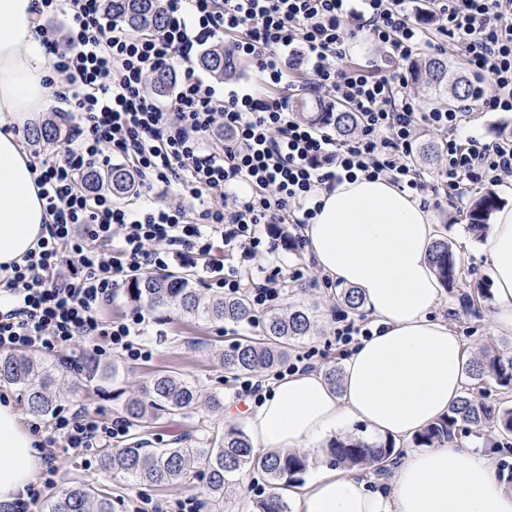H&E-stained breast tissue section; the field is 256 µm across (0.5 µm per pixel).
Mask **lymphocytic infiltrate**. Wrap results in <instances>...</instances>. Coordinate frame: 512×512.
I'll return each instance as SVG.
<instances>
[{"mask_svg": "<svg viewBox=\"0 0 512 512\" xmlns=\"http://www.w3.org/2000/svg\"><path fill=\"white\" fill-rule=\"evenodd\" d=\"M36 32L54 58L45 83L67 103L79 140L45 154L37 179L51 221L23 263L0 265V352L64 353L83 368L82 351L118 349L134 362L151 350L141 337L139 309L105 319V307L146 269L175 258H205L225 294L247 293L256 311L280 297L277 271L225 266L255 256L278 226L303 227L317 214L316 197L357 175L387 177L414 196L458 199L465 186L512 178V145L461 137L472 112H512V0H166L160 32L138 34L106 21L103 0H35ZM63 18V41L46 21ZM457 41L478 84L471 98L447 110H420L410 91V64L435 49L429 29ZM366 33L380 62L346 65L348 42ZM230 38L233 54L251 62L259 80L224 96L183 70L169 100L149 86L150 74L189 60L197 44ZM313 91L358 112L356 135L297 120L284 89L296 74ZM442 135L445 158L428 182L412 161L419 129ZM123 156L143 187L135 203L83 186L88 170ZM163 186L171 198L149 194ZM41 451L42 476L0 512H34L56 483L57 453H88L126 434L88 408L55 407Z\"/></svg>", "mask_w": 512, "mask_h": 512, "instance_id": "1", "label": "lymphocytic infiltrate"}]
</instances>
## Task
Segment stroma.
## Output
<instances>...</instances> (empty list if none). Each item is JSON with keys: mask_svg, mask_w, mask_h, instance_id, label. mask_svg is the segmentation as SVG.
I'll list each match as a JSON object with an SVG mask.
<instances>
[{"mask_svg": "<svg viewBox=\"0 0 512 512\" xmlns=\"http://www.w3.org/2000/svg\"><path fill=\"white\" fill-rule=\"evenodd\" d=\"M478 191L466 192L455 204H445L433 208L434 221L448 240L454 254L461 260L468 279L474 284L489 283L488 265L481 252V239L467 229V211L471 202L478 198ZM274 255L281 266V279L298 277L306 287L303 296L305 304L317 311L312 336L296 344L293 355L311 353L316 368L341 365L342 356L336 351L334 331L337 320L346 310L337 301L340 290L338 283L326 281L318 272L314 260L306 250H291L273 241ZM496 310L494 300L477 302L465 308L449 296H442L434 315L448 321L449 325L462 337L467 349L480 352L484 347L512 355V335L499 336L493 333L491 321ZM146 328L145 339L153 351L149 361L133 363L120 358L119 351L100 357V364L107 365L113 360H121L117 378L107 385H99L93 379L84 380L82 388H75V376L71 373L57 374L52 392L60 405L80 403L88 405L98 419L103 422L121 418L124 402L136 396L140 386L157 370L168 369L183 377L194 380L200 387V398L192 409L184 414L158 419L151 428L143 430L142 436L152 447L171 445L183 437L204 438L211 429L230 426L245 428L244 420L226 419L223 412L211 411L207 405L208 396L220 394L225 405L240 409L235 398L237 379L225 373L221 356L238 333L237 326L209 322L183 316L179 311L152 310ZM59 477L57 488H65L76 483L108 485L112 489V500L116 512H131L138 492L144 491L141 485L107 478L100 465L86 466L83 458L63 454L58 458ZM270 484L260 471L245 474L235 485L231 494L224 498L223 512H251L253 504L260 496L268 494ZM153 498L175 501L203 491L201 480L152 487L146 489Z\"/></svg>", "mask_w": 512, "mask_h": 512, "instance_id": "1", "label": "stroma"}]
</instances>
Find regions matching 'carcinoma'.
<instances>
[{
    "instance_id": "cac0c4a2",
    "label": "carcinoma",
    "mask_w": 512,
    "mask_h": 512,
    "mask_svg": "<svg viewBox=\"0 0 512 512\" xmlns=\"http://www.w3.org/2000/svg\"><path fill=\"white\" fill-rule=\"evenodd\" d=\"M105 11L133 32L156 33L165 21L161 0H105ZM198 65L217 79L232 74L237 60L227 47L214 45L201 53ZM412 82L422 85L448 100H463L474 92L469 79L459 77L448 83V61L438 57L417 60L412 67ZM295 108L299 119L328 123L343 138L353 136L359 129L358 113L345 103L323 105L303 96L297 98ZM62 137V129L47 122L32 131V139L55 141ZM104 183L113 197L121 200L135 195L136 181L124 164H114L106 173L90 174L84 184L96 188ZM497 207V199L485 194L468 211L469 229L481 236L488 228V220ZM429 259L448 294L458 296L467 306L473 296L490 298V290L478 287L473 293L461 261L444 237L434 241ZM132 300L159 310L176 308L193 318L224 322L237 326H258L252 336H241L224 350L221 362L224 371L233 375L274 373L287 358L289 350L314 328V316L301 303H290L285 308L272 306L257 316L248 295L233 296L200 293L191 270L169 273H145L129 287ZM56 367L36 358L31 353L0 354V382L20 387L27 396V405L35 415H48L54 409L51 387ZM84 371L88 377L103 382L118 375V365L99 367L96 360L85 358ZM468 379L464 395L448 414L433 422L411 438L414 448H437L458 445L459 433H475L480 446L502 448L512 436V356L484 351L469 361ZM493 379L498 387L497 398L489 400L484 393H475V386L484 378ZM199 394L197 384L174 372L160 371L141 388L140 394L129 399L122 408L125 422L132 430L148 428L162 415L177 416L191 408ZM330 463L347 470L364 471L384 476L400 460L403 449L396 439L388 437L373 443L361 436L336 438L328 445ZM309 466V455L297 451L270 455L257 464L253 446L246 433L236 427L216 429L201 440L181 439L168 448H146L136 441L118 449L102 452L101 468L113 475L146 486H165L186 482L194 477L205 481L208 505L217 508L224 504V494L237 478L252 470L261 471L273 486L289 485L301 480ZM44 512H114L112 494L92 484H75L50 496ZM254 512H288L287 503L279 495H270L257 501Z\"/></svg>"
}]
</instances>
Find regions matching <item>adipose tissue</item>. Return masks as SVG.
Instances as JSON below:
<instances>
[{"label":"adipose tissue","instance_id":"adipose-tissue-1","mask_svg":"<svg viewBox=\"0 0 512 512\" xmlns=\"http://www.w3.org/2000/svg\"><path fill=\"white\" fill-rule=\"evenodd\" d=\"M34 0H0V113L25 123L47 108L52 57L36 38ZM305 230L323 275L356 289L375 318L373 334L345 361L339 386L317 370L276 382L246 414L256 454H314L337 430L359 422L367 441L402 438L447 413L463 394L469 354L432 312L441 282L428 261L436 238L429 209L387 178L358 177L322 190ZM50 218L34 163L20 138L0 132V265L22 262ZM497 310L492 325L512 334V209L481 242ZM39 462L34 437L13 406L0 404V504L12 503ZM288 495L297 512H512V489L497 478L490 448H424L394 467L388 491L358 473L327 468Z\"/></svg>","mask_w":512,"mask_h":512}]
</instances>
